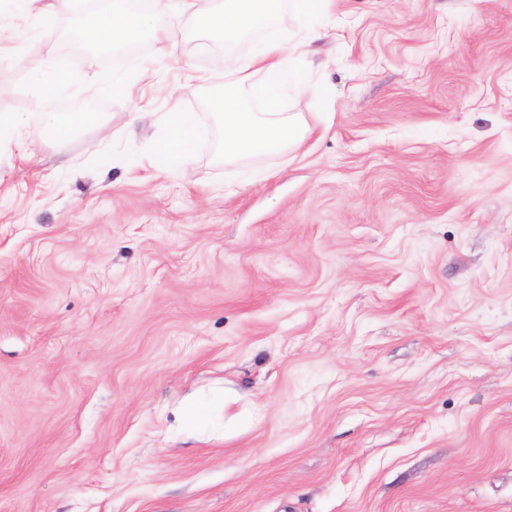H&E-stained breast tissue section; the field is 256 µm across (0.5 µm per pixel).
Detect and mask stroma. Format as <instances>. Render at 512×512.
I'll use <instances>...</instances> for the list:
<instances>
[{"label": "stroma", "mask_w": 512, "mask_h": 512, "mask_svg": "<svg viewBox=\"0 0 512 512\" xmlns=\"http://www.w3.org/2000/svg\"><path fill=\"white\" fill-rule=\"evenodd\" d=\"M47 2L50 35L0 19V114L36 98L18 55L64 54ZM317 25L279 21L299 151L217 161L200 95L235 74L186 19L103 104L111 148L0 141V512H512V0ZM71 60L97 103L105 61ZM176 110L203 120L186 181L153 153Z\"/></svg>", "instance_id": "35a3bbf8"}]
</instances>
